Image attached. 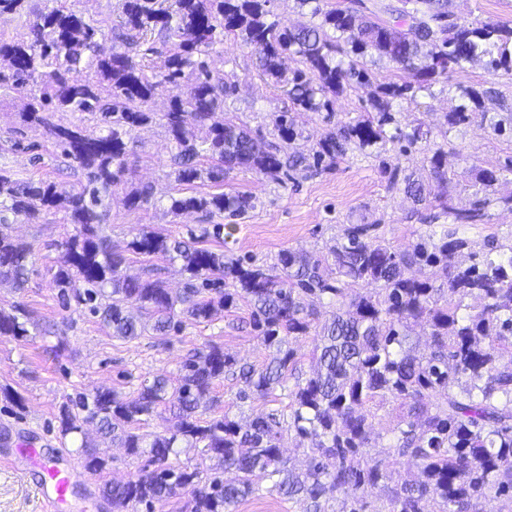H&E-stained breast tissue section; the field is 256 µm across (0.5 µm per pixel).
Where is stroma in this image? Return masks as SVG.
<instances>
[{"mask_svg": "<svg viewBox=\"0 0 512 512\" xmlns=\"http://www.w3.org/2000/svg\"><path fill=\"white\" fill-rule=\"evenodd\" d=\"M452 10L456 17L474 24L498 22L512 26V0H452ZM208 63L212 71L236 76L237 91L227 102V117L246 124L263 141H273L270 117L289 108L290 102L278 87L258 77L252 50L228 37L211 53ZM469 87L491 88L497 96L485 101L484 116L460 127L450 138H443V114L460 104L462 89ZM365 99V91L350 92L334 99L331 112H297V127L304 136L295 141V149H309L336 125L356 120L364 110ZM24 103V96L16 93L0 101V168L21 180L49 179L60 189H78L84 175L77 164L52 147L40 128L21 127L19 114ZM510 113L512 77L493 73L478 60L449 79L440 80L431 90L418 92L415 100L403 103L399 120L404 125L422 122L431 131V141L447 142L449 169L467 166L479 170L512 158V136L497 134L492 128L495 121ZM19 136L26 143L25 149L14 146ZM136 141L125 182L109 200L106 232L119 249L125 248L136 229L142 227L178 237L188 228L204 224V217L198 213L171 214L169 202L174 196L205 195L215 190L211 184L175 182L171 144L159 122L138 128ZM388 167L400 168L422 180L431 195L451 194L455 206L467 207L476 199L468 182L448 185L436 180L422 151L415 146L404 151L395 144L377 157L352 154L329 172L315 177L299 174L285 186L239 170L225 182L224 189L252 193L256 207L242 218L221 217L223 238L207 239L206 245L228 255L271 263L285 249L322 252L341 235L345 225L374 221L378 224L375 234L382 243L405 248L425 234L427 227L419 220L420 206L404 191L389 188L384 173ZM146 184L153 188L151 203L129 208L127 194ZM63 217L59 210L38 224L11 220L8 228L10 234L32 244L34 257L22 290L7 283L0 285V311L23 305L41 331L19 340L0 338V512H46L37 492L39 467L28 464L23 476L12 468L25 449L32 447L43 456L61 455L78 462L72 439L62 438L59 433V410L75 392L100 388L129 394L159 372L178 379L183 361L210 344L220 345L226 353L258 368L270 359L269 349L249 325L252 308L244 301L212 321H185L182 330L171 336L160 338L147 333L133 340L113 336L100 318L63 308L52 273L59 255L56 245L72 230ZM457 235L468 241L470 251L480 254L486 252L492 239L511 244L512 213L492 209L489 223L460 225ZM241 388L235 375L225 374L208 396L205 418L226 414L245 421L287 408L282 391L265 399L241 400L237 397ZM13 392L21 396V403L10 401ZM401 415L396 402L380 407L366 449L370 458L391 461L389 476L394 482L419 475L412 462L395 454L393 430ZM84 430L98 455L108 462L103 480L127 481L145 465V457L128 455L101 436L94 425H85ZM258 484L259 492L241 501L236 512H305L304 501L271 491L268 479H259Z\"/></svg>", "mask_w": 512, "mask_h": 512, "instance_id": "obj_1", "label": "stroma"}]
</instances>
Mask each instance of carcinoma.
<instances>
[{
  "label": "carcinoma",
  "instance_id": "1",
  "mask_svg": "<svg viewBox=\"0 0 512 512\" xmlns=\"http://www.w3.org/2000/svg\"><path fill=\"white\" fill-rule=\"evenodd\" d=\"M31 11L30 37L0 42V96L26 93L21 120L43 129L48 140L83 171L85 183L60 192L50 181H22L0 169V223L23 218L38 224L58 207L65 209L73 233L59 244L53 274L58 297L74 302L112 328V335L132 340L150 331L168 336L183 320H211L244 300L253 306L250 326L273 356L264 367L240 365L217 344L194 353L176 384L163 375L145 380L131 395L94 389L79 392L59 411L61 437L83 434L79 421L148 464L126 482H105L102 496L112 512L156 505L190 494V512H234L259 488L253 476L275 479L279 494L308 503L307 512H327L334 500L339 512H363L365 489L388 478L393 462L368 459L372 422L367 407L391 398L407 407L397 427L395 450L420 468L416 480L385 485L375 512H480L488 492L512 496V255L493 247L460 267L452 255L468 248L457 226L486 224L488 207L512 212V195L490 191L497 173L512 170V159L476 175L484 197L458 209L448 195L427 199L426 188L401 170L388 172L389 187L427 204L420 216L430 231L402 250L376 242L377 223L350 224L321 254L284 250L272 265H243L203 246L222 238L224 225L201 235L162 237L137 230L127 250L178 262L185 273L174 297L156 279L124 272L125 252L105 232L108 200L129 172V158L139 127L158 120L175 150V181L224 185L239 169L281 185L300 172L318 174L336 167L355 151H378L388 143L422 144L424 160L436 179L448 183V152L430 141L418 123L405 131L394 105L412 101L442 78L477 58L489 69L512 74V27L475 26L452 18L449 0H422L413 13L411 0H348L325 9L321 0H297L311 8V21L282 27L272 19L271 0H121L118 23L105 28L95 19L97 0H77L79 7ZM233 36L256 54L260 77L272 81L301 110H329L333 99L369 89L365 113L326 133L309 152H288L302 132L287 110L274 113L278 142L266 143L241 124L224 118L226 100L237 91L233 77L213 73L207 59L224 37ZM110 37L112 52L100 53L98 38ZM301 66L290 69L288 58ZM385 59L398 78L372 86L368 61ZM86 71L83 80L73 74ZM184 85L170 109L149 111L155 90ZM492 89H462L468 103L445 113L444 134L470 123ZM59 112H74L94 130L56 122ZM145 185L127 195L138 208L150 203ZM256 197L235 192L170 198L174 215L226 212L241 215L255 208ZM33 246L0 229V283L16 289L29 279ZM332 266L336 277L325 275ZM436 269V278L414 270ZM365 292L345 301L346 291ZM479 297L474 313L466 300ZM336 301V313L319 321L316 303ZM413 323L428 329L421 350L407 343ZM35 326L28 312L14 307L0 312V337L20 339ZM313 336L317 368L288 389L297 370L292 340ZM509 361H504V357ZM236 373L245 384L239 396L266 398L288 390V425L276 413L241 423L228 415L201 418L214 381ZM458 390H453V387ZM165 406L173 427L152 437L140 433L143 418ZM308 441L305 470L296 472L283 457V433ZM177 448H197L201 462L190 468L169 462ZM80 453L85 470L102 474L107 462L86 440ZM232 470L235 478H224ZM434 510H427L428 504Z\"/></svg>",
  "mask_w": 512,
  "mask_h": 512
}]
</instances>
